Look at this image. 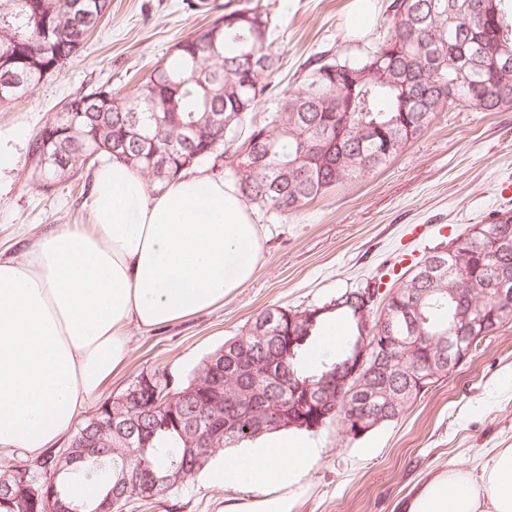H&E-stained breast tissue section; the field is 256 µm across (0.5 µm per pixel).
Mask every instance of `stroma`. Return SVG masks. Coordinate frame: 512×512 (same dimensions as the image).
Instances as JSON below:
<instances>
[{
  "mask_svg": "<svg viewBox=\"0 0 512 512\" xmlns=\"http://www.w3.org/2000/svg\"><path fill=\"white\" fill-rule=\"evenodd\" d=\"M351 17V0H278L281 74L301 78L309 59L356 55L382 24L386 0ZM183 0H112V13L66 65L24 97L0 103V145L13 153L0 172V258L21 256L58 224L90 221L92 181L84 172L44 188L28 179L33 135L78 87L139 82L171 47L203 25ZM512 184V106L459 107L385 166L272 220L261 211L263 254L253 279L224 305L151 330L131 329L125 366L92 398L88 413L140 374L162 369L171 386L245 329L261 309H302L374 281L392 286L410 267L469 225L485 222ZM316 455L288 488L227 485L199 472L164 497L130 501L124 512H258L277 499L286 512H399L428 478L456 464L480 474L494 449L512 447V322L485 337L474 356L418 399L397 421L358 439L330 425L309 434Z\"/></svg>",
  "mask_w": 512,
  "mask_h": 512,
  "instance_id": "1",
  "label": "stroma"
}]
</instances>
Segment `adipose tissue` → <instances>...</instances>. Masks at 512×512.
<instances>
[{
  "label": "adipose tissue",
  "mask_w": 512,
  "mask_h": 512,
  "mask_svg": "<svg viewBox=\"0 0 512 512\" xmlns=\"http://www.w3.org/2000/svg\"><path fill=\"white\" fill-rule=\"evenodd\" d=\"M90 230L63 225L0 259V447L37 455L67 433L125 362L130 327L174 324L248 283L262 239L236 184L193 173L148 190L121 158L92 176ZM313 458L297 438L224 455L214 478L285 488ZM405 512H512V448L480 476L449 468Z\"/></svg>",
  "instance_id": "adipose-tissue-1"
}]
</instances>
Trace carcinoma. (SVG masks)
<instances>
[{"label":"carcinoma","instance_id":"1","mask_svg":"<svg viewBox=\"0 0 512 512\" xmlns=\"http://www.w3.org/2000/svg\"><path fill=\"white\" fill-rule=\"evenodd\" d=\"M389 0L379 35L357 58L337 55L308 63L301 82L276 80L281 53L275 5L262 0H185V9L210 20L175 43L169 57L127 91L82 87L68 96L35 134L30 177L64 183L101 160L124 159L161 186L188 169L224 161L242 196L265 216L279 220L345 182L382 167L437 115L458 106L497 112L512 105L509 91L486 81L480 61L495 53L512 59V0ZM112 13V0H0V92L18 99L66 63L89 34ZM276 105L257 118L260 103ZM86 137L71 141L69 127ZM507 289V300L499 295ZM457 289L458 297L448 294ZM365 289L349 290L294 325L288 309L260 311L250 326L204 357L179 388L165 371L137 376L73 437L76 459L58 454L28 457L0 473V512H43L41 489L51 473L68 502L95 507L112 499L113 512L151 490H171L209 463L214 448L192 447L187 427L204 437L224 427L219 448H234L276 432L253 429L250 411L259 404L286 403L293 392L316 387L335 374L366 336L385 351V370L368 379L397 401L383 423L402 417L412 403L448 376L437 354L442 337L460 314L482 319L486 334L512 320V208L495 210L420 261L414 274L389 296L380 313L363 310ZM421 303L420 342L390 345L389 336L410 335L404 310ZM336 318L346 336L316 365L309 353L322 325ZM285 352L282 373L273 377L264 361ZM237 353L250 371L237 380L210 367L219 353ZM347 403L332 405L322 426L341 424L346 405L361 406L360 392L347 389ZM124 427L112 428V424ZM145 427V442L129 430ZM103 442L84 453L83 433ZM85 483L92 493L71 494Z\"/></svg>","mask_w":512,"mask_h":512}]
</instances>
